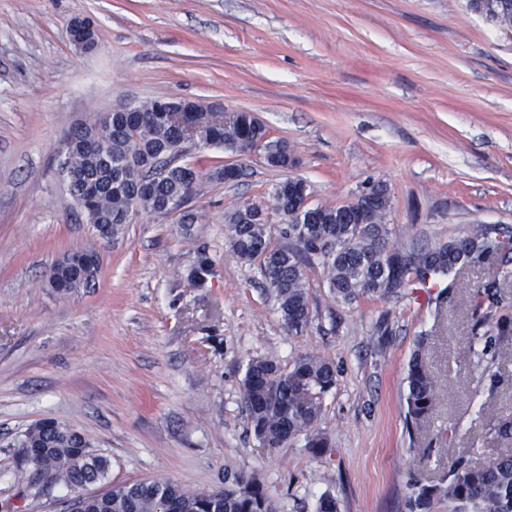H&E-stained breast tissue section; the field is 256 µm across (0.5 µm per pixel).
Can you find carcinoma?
Returning <instances> with one entry per match:
<instances>
[{
    "mask_svg": "<svg viewBox=\"0 0 512 512\" xmlns=\"http://www.w3.org/2000/svg\"><path fill=\"white\" fill-rule=\"evenodd\" d=\"M135 121L114 117L108 122L96 112L83 123L77 137L95 143L96 152L78 151L70 164L83 169L100 187L92 209V225L104 224L116 233L129 223V213L169 215L184 207L194 184L186 180L185 167L168 158L185 155L179 127L167 112L157 111L156 100L134 104ZM213 146L240 153L264 151L274 168L288 164V145L271 141L267 129L250 112H241L231 125L208 134ZM272 210L288 211L281 236L286 246L272 242L271 227L262 203L247 202L225 216L229 250L244 264L259 263L263 286L274 300L281 324L297 336L312 324L305 267H322L336 300L353 304L362 298H401L427 284L438 291L429 296L436 308L448 307L458 270L495 253L503 275L512 261V232L479 226L467 235L436 245L400 249L391 243L385 216L390 207L387 187L372 188L369 197L344 205H317L296 214L292 196L270 193ZM361 211L366 223L344 219ZM491 286L473 290V342L480 346L478 365L489 370L502 343L512 340V318L500 313ZM406 427L414 437L432 413L439 390L438 377L427 356V338L417 339L405 377ZM336 385V366L319 354L298 357L284 369L274 356L248 359L242 379V396L250 430L261 448H276L304 440L315 457L328 448L319 428L323 396ZM461 441L458 425L448 426V470L436 480L413 477L404 498V512H512V450L484 464H472L457 455ZM31 457L36 475L48 474L68 489L106 478L109 461L93 453L84 439L62 422L41 420L23 432L21 455ZM273 512L261 483L235 478V485L213 494H195L168 479L126 483L109 488L100 497L84 501L83 512ZM315 512H340V500L331 491L316 499Z\"/></svg>",
    "mask_w": 512,
    "mask_h": 512,
    "instance_id": "carcinoma-1",
    "label": "carcinoma"
}]
</instances>
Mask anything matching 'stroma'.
Segmentation results:
<instances>
[{
	"label": "stroma",
	"instance_id": "35a3bbf8",
	"mask_svg": "<svg viewBox=\"0 0 512 512\" xmlns=\"http://www.w3.org/2000/svg\"><path fill=\"white\" fill-rule=\"evenodd\" d=\"M77 16L94 20L95 52L70 43ZM155 98L254 113L296 164L188 149L200 168L194 223L142 214L99 238L67 190L59 141L90 111ZM227 162L244 177L214 178ZM291 175L314 206L385 184L398 247L481 225L512 231V33L475 0H0V512H71L74 491L34 482L19 456L25 429L45 418L109 459L89 492L168 478L205 493L236 475L262 483L275 512H314L326 490L343 512H402L411 474L447 470L452 423L472 460L504 448L492 428L512 419V342L497 383L481 379L470 305L473 286L492 282L512 311L499 258L458 275L442 312L421 291L344 305L307 267L313 322L288 335L257 267L230 254L224 217ZM87 248L100 257L90 286L46 287L61 256ZM200 252L212 269L196 288ZM421 335L440 391L412 438L405 376ZM306 353L338 371L320 421L328 452L257 447L247 360L287 366Z\"/></svg>",
	"mask_w": 512,
	"mask_h": 512
}]
</instances>
